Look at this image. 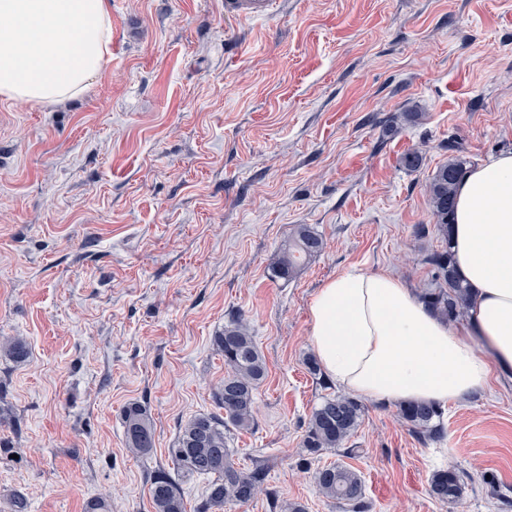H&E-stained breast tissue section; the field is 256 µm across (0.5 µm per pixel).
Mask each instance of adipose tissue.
Masks as SVG:
<instances>
[{
	"label": "adipose tissue",
	"mask_w": 512,
	"mask_h": 512,
	"mask_svg": "<svg viewBox=\"0 0 512 512\" xmlns=\"http://www.w3.org/2000/svg\"><path fill=\"white\" fill-rule=\"evenodd\" d=\"M111 58L109 0H0V98L64 103L85 94ZM452 238L471 292L466 330L434 316L395 275L343 274L309 306L327 375L384 403L462 401L491 375L512 380V153L468 172Z\"/></svg>",
	"instance_id": "1"
}]
</instances>
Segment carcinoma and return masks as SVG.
<instances>
[{
  "label": "carcinoma",
  "mask_w": 512,
  "mask_h": 512,
  "mask_svg": "<svg viewBox=\"0 0 512 512\" xmlns=\"http://www.w3.org/2000/svg\"><path fill=\"white\" fill-rule=\"evenodd\" d=\"M469 161L453 157L434 173L428 196L433 229L445 246L427 257L435 286L425 289L422 301L439 319L457 322L470 309V292L458 276L452 251V226L456 193L467 174ZM325 241L308 224L294 225L288 243L280 251L274 272L281 278L294 276L304 262L321 253ZM217 350L227 368L224 383L214 392L218 413L199 414L181 428L176 447L170 449L172 461L186 476L211 478L203 505L197 512H222L227 505H243L266 491L267 469L255 465L242 468L233 459L229 433L247 432L255 425L256 390L268 376L266 359L248 325L240 317L224 326L214 337ZM15 361L27 359L26 341L11 338L0 344ZM365 414L364 403L348 395H325L313 408L303 435L302 445L312 454L341 448L353 436ZM399 417L409 432L421 441L442 438L443 409L433 403L408 402L399 406ZM127 447L138 453L154 448L155 430L143 406L131 404L123 411ZM463 472L454 468L435 471L430 478L432 496L447 502L463 493ZM316 486L324 497L357 507L363 498L360 475L351 467L338 464L315 473ZM149 495L154 512H185L184 499L167 471L159 469L149 479Z\"/></svg>",
  "instance_id": "obj_1"
}]
</instances>
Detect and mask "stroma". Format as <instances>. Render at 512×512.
<instances>
[{"instance_id":"obj_1","label":"stroma","mask_w":512,"mask_h":512,"mask_svg":"<svg viewBox=\"0 0 512 512\" xmlns=\"http://www.w3.org/2000/svg\"><path fill=\"white\" fill-rule=\"evenodd\" d=\"M112 64L66 104L0 100V512H153L149 476L171 472L189 512L208 480L175 471L180 426L217 409L214 345L231 318L268 364L256 426L233 433L240 466L270 464L279 503L350 512L318 468L343 464L365 512H512V381L444 406L420 442L394 403L367 402L348 448L308 454L324 395L304 364L309 305L345 272L431 287L442 249L427 185L456 143L479 165L512 152V0H280L264 21L224 0H110ZM415 121H407V113ZM419 152V168L402 156ZM297 224L325 249L292 279L272 265ZM146 407L155 446L125 445L122 413ZM464 474L434 499L436 470ZM463 478V472L455 468L437 470L431 475L429 491L441 501H456L463 493Z\"/></svg>"}]
</instances>
